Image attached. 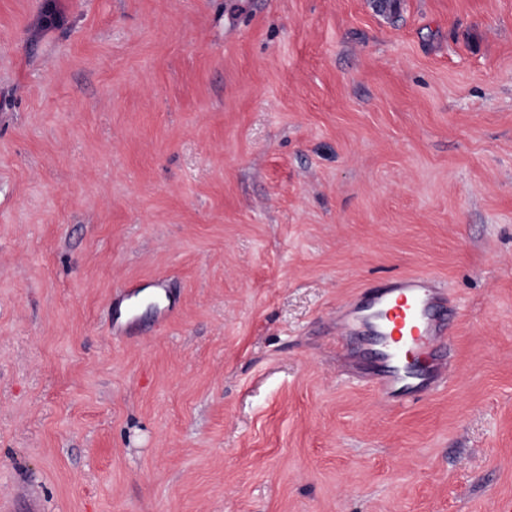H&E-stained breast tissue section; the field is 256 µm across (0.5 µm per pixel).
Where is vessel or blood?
Instances as JSON below:
<instances>
[{"label":"vessel or blood","instance_id":"obj_1","mask_svg":"<svg viewBox=\"0 0 512 512\" xmlns=\"http://www.w3.org/2000/svg\"><path fill=\"white\" fill-rule=\"evenodd\" d=\"M445 304L444 292L426 275L397 278L367 295L361 320L369 335L388 342L375 382L384 398L396 400L417 393L438 370L434 353L449 331L441 314ZM414 360L419 368L413 376H405L403 366Z\"/></svg>","mask_w":512,"mask_h":512}]
</instances>
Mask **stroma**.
<instances>
[{
  "label": "stroma",
  "mask_w": 512,
  "mask_h": 512,
  "mask_svg": "<svg viewBox=\"0 0 512 512\" xmlns=\"http://www.w3.org/2000/svg\"><path fill=\"white\" fill-rule=\"evenodd\" d=\"M414 273L454 302L448 371L386 402L336 317ZM24 490L512 512V0H0V501Z\"/></svg>",
  "instance_id": "obj_1"
}]
</instances>
